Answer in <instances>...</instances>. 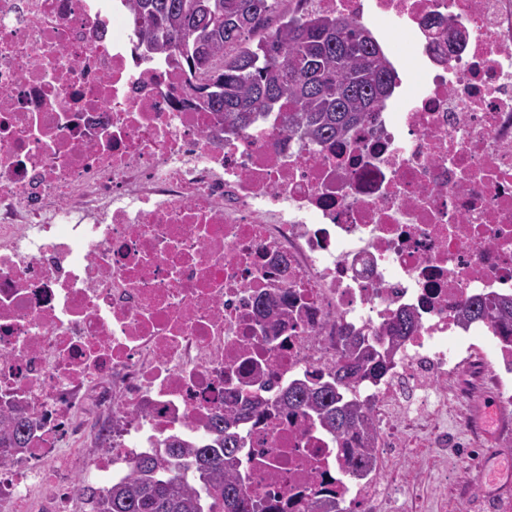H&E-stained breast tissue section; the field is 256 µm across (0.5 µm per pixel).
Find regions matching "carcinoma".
Listing matches in <instances>:
<instances>
[{
  "mask_svg": "<svg viewBox=\"0 0 512 512\" xmlns=\"http://www.w3.org/2000/svg\"><path fill=\"white\" fill-rule=\"evenodd\" d=\"M135 49L150 58L203 73L192 87L201 109L224 113V123L247 127L265 112L280 113L288 129L325 143L377 112L396 84L387 55L359 21L323 11L286 14L285 0H133ZM288 111H280L282 102ZM465 326H492L512 344V297H471L461 306ZM401 311L387 326L391 343L344 337L343 358L324 378L312 375L280 392V411L310 418L343 442L352 473L372 464L369 408L354 392L393 365L396 346L413 333ZM244 409L213 415L195 444L171 437L165 454L137 459L130 479L92 493L89 512H259L260 501L235 474L244 439ZM33 423L18 412L0 425V452L28 447Z\"/></svg>",
  "mask_w": 512,
  "mask_h": 512,
  "instance_id": "1",
  "label": "carcinoma"
}]
</instances>
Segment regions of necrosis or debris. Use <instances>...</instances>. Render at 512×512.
Returning a JSON list of instances; mask_svg holds the SVG:
<instances>
[{"label": "necrosis or debris", "instance_id": "necrosis-or-debris-1", "mask_svg": "<svg viewBox=\"0 0 512 512\" xmlns=\"http://www.w3.org/2000/svg\"><path fill=\"white\" fill-rule=\"evenodd\" d=\"M307 7L371 24L400 70L395 103L326 143L196 107L202 75L135 51L130 0H0V417L38 424L0 456V512L36 487L68 512L71 460L84 486L127 481L247 397L239 469L270 512H424L452 414L464 447L512 455V347L458 321L512 295V0ZM402 310L416 330L358 386L376 441L356 476L273 407Z\"/></svg>", "mask_w": 512, "mask_h": 512}]
</instances>
